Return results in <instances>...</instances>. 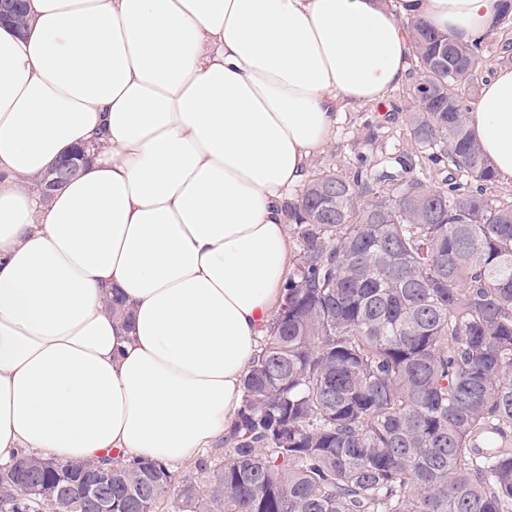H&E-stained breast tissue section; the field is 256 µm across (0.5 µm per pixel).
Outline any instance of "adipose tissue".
Wrapping results in <instances>:
<instances>
[{
  "instance_id": "1",
  "label": "adipose tissue",
  "mask_w": 512,
  "mask_h": 512,
  "mask_svg": "<svg viewBox=\"0 0 512 512\" xmlns=\"http://www.w3.org/2000/svg\"><path fill=\"white\" fill-rule=\"evenodd\" d=\"M0 25V464L193 457L232 426L290 271L284 200L336 117L410 79L404 22L500 0H29ZM471 127L512 180V66ZM104 141L48 202L35 178ZM118 291L123 324L106 308Z\"/></svg>"
}]
</instances>
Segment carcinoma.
Returning <instances> with one entry per match:
<instances>
[{"label":"carcinoma","instance_id":"carcinoma-1","mask_svg":"<svg viewBox=\"0 0 512 512\" xmlns=\"http://www.w3.org/2000/svg\"><path fill=\"white\" fill-rule=\"evenodd\" d=\"M412 149L360 152L284 205L298 251L242 379L222 455L175 482L163 462L112 468V512H512V203L470 126L484 39L408 23ZM448 162L439 185L422 170ZM0 483L73 495L79 464ZM39 497L0 501L37 512Z\"/></svg>","mask_w":512,"mask_h":512}]
</instances>
